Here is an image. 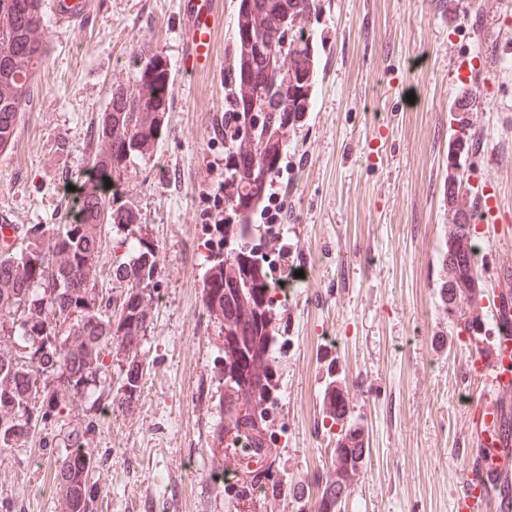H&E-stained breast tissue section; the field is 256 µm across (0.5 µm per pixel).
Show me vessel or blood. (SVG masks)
I'll list each match as a JSON object with an SVG mask.
<instances>
[{
  "label": "vessel or blood",
  "instance_id": "b4317fda",
  "mask_svg": "<svg viewBox=\"0 0 512 512\" xmlns=\"http://www.w3.org/2000/svg\"><path fill=\"white\" fill-rule=\"evenodd\" d=\"M90 6V0H52L51 12L56 26L73 28L86 20ZM180 9L185 57L192 70L209 67L212 0H181ZM480 361L492 373L497 397L482 402L477 410L483 425L477 460L469 466L459 502L468 506L475 489L485 486L497 491L500 512H512V430L499 420L502 410L512 403V323L503 322L499 339L485 346Z\"/></svg>",
  "mask_w": 512,
  "mask_h": 512
}]
</instances>
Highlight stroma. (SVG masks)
<instances>
[{"label": "stroma", "instance_id": "1", "mask_svg": "<svg viewBox=\"0 0 512 512\" xmlns=\"http://www.w3.org/2000/svg\"><path fill=\"white\" fill-rule=\"evenodd\" d=\"M238 4L217 0L212 64L195 73L179 0H95L79 27L48 28L32 107L0 152V220L22 232L70 220L111 91L134 88L132 57L149 42L169 63L172 91L157 144L116 180L140 221L103 227L97 288L121 293L112 270L138 238L159 251L162 270L135 411L104 410L90 392L39 422L24 446L0 452V512H55V465L74 429L99 461L98 512H233L206 481L224 365L201 280L224 198L222 65ZM300 27L317 71L272 187L293 297L278 314L290 438L271 460L316 492L335 456L322 392L333 374L348 383L346 422L366 443L339 512H460L476 405L496 391L472 368L482 341L440 298L450 108L476 92L462 162L471 192L495 206V221L474 232L494 336L492 298L512 265V0H454L443 11L434 0H318Z\"/></svg>", "mask_w": 512, "mask_h": 512}]
</instances>
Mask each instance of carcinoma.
I'll return each mask as SVG.
<instances>
[{
    "mask_svg": "<svg viewBox=\"0 0 512 512\" xmlns=\"http://www.w3.org/2000/svg\"><path fill=\"white\" fill-rule=\"evenodd\" d=\"M318 0H240L236 53L228 70V112L224 113V204L242 213L234 222L215 225L217 249L202 276L206 311L224 333L221 361L236 376L225 382L216 408L220 422L207 451V480L224 491V453L239 441L257 451L271 448L266 404L278 393L272 350H282L277 312L268 298V270L260 260L261 225L252 223L254 211L267 199L288 137V124L301 120L311 104L316 71L313 40L304 30L283 25V18H304ZM48 13L45 0H0V152L13 140L22 113L30 107L35 76L48 55ZM286 51L288 72L275 87L262 80L270 49ZM136 91L112 90L109 111L98 125V149L92 170L101 180L115 177L124 165L149 152L159 139L167 110L171 73L166 58L150 43L134 55ZM256 106L252 112L249 107ZM451 148H469L470 124L457 119ZM448 237L441 261V288L460 290L458 309L474 308L483 299L482 273L476 261L466 183L448 179ZM139 223L138 213L117 197L89 183L79 197L75 221L35 224L20 247L0 248V450L22 445L37 422L66 408L67 400L90 389L117 410H135L146 365L142 341L152 320L153 296L161 272V258L143 241L129 260L113 269L124 283L117 309L112 298L96 288V259L102 247L104 224ZM475 338L486 335L480 315L460 319ZM119 382L112 385L111 368ZM342 390L331 381L324 391L332 423L345 420L336 413ZM359 436L347 426L336 440V466L318 483L309 512H335L336 488L349 480L348 464L356 457L349 448ZM98 469L92 451L74 431L70 448L56 469L55 512H97L99 496L88 485ZM236 502L250 503L256 487L264 497L291 493L285 473L264 479L236 478Z\"/></svg>",
    "mask_w": 512,
    "mask_h": 512,
    "instance_id": "1",
    "label": "carcinoma"
}]
</instances>
